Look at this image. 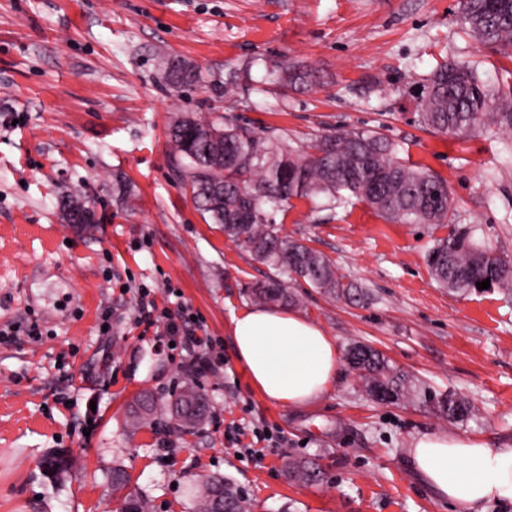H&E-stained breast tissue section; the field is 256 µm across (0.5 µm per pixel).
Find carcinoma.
Returning a JSON list of instances; mask_svg holds the SVG:
<instances>
[{
	"label": "carcinoma",
	"instance_id": "carcinoma-1",
	"mask_svg": "<svg viewBox=\"0 0 512 512\" xmlns=\"http://www.w3.org/2000/svg\"><path fill=\"white\" fill-rule=\"evenodd\" d=\"M461 22L480 45L512 50V0H462ZM268 76L275 84L294 88L315 81L312 72L295 66L274 65ZM200 79L193 66L179 59L171 61L168 80L174 88ZM418 121L442 133L461 134L483 125L511 134L512 98L492 107L484 86L469 67L443 60L422 85ZM168 139L174 151L172 166L189 184L204 219L220 225L231 240L273 269L248 288L249 297L260 305L299 304L289 286L294 277L332 298L365 297L354 283L343 282L329 259L281 236L275 215L287 212L293 199L321 197L330 210L363 203L391 223H448L451 198L447 181L426 167L400 160L395 144L375 130L329 132L298 149L283 137L257 131L235 118L220 124L185 115L169 126ZM63 214L70 224L96 223L89 201L78 194L67 196ZM427 265L433 279L453 294L476 293V283L486 279L492 290L512 288V264L490 258L467 226L455 224L448 236L436 239ZM345 360L368 395L381 391L391 404L409 399L413 380L378 350L353 343ZM423 400L454 422L469 418L472 411L468 398L451 391H427ZM206 411L207 400L198 393L189 399L173 398L164 415L167 423L177 428L200 422ZM134 416L158 420L154 399L140 398ZM44 464L52 478L60 480L70 471L72 460L62 453H50ZM287 467L293 480L315 481L310 476L318 468L315 462L290 459ZM216 497L228 512H251V504L239 488L219 477L199 485L196 512L214 508ZM121 512H150V503L129 493Z\"/></svg>",
	"mask_w": 512,
	"mask_h": 512
}]
</instances>
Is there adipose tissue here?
Segmentation results:
<instances>
[{
  "label": "adipose tissue",
  "instance_id": "ef3b65f1",
  "mask_svg": "<svg viewBox=\"0 0 512 512\" xmlns=\"http://www.w3.org/2000/svg\"><path fill=\"white\" fill-rule=\"evenodd\" d=\"M231 334L251 386L269 402L297 408L333 388L340 351L316 322L290 310L253 308L233 316ZM408 454L424 483L455 512H484L488 502H512V446L433 433L413 440Z\"/></svg>",
  "mask_w": 512,
  "mask_h": 512
}]
</instances>
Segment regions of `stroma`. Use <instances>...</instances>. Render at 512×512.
<instances>
[{
  "label": "stroma",
  "instance_id": "1",
  "mask_svg": "<svg viewBox=\"0 0 512 512\" xmlns=\"http://www.w3.org/2000/svg\"><path fill=\"white\" fill-rule=\"evenodd\" d=\"M461 0H0V330L39 321L42 334L0 341V512H116L124 468L151 512H194L204 476L232 479L252 512H452L409 464L414 437L446 432L512 445V296H460L432 279L426 256L450 224L512 260V137L418 124L417 90L438 61L468 65L493 99L512 92V56L480 46ZM200 70L175 90L170 58ZM314 70L317 86L281 92L272 64ZM238 72L240 83L225 92ZM233 115L291 144L334 130L376 129L399 157L448 182L449 224L390 223L369 206L299 199L277 223L330 259L364 302L297 281L296 310L339 349L382 352L418 387L471 398L454 423L422 400L381 404L341 367L330 393L288 409L252 388L231 320L268 269L207 223L170 165V122ZM123 179L121 203L112 185ZM81 191L97 221L70 224L60 199ZM187 305L224 355L196 378L209 414L193 430L133 425L145 393L166 405L188 378L185 353L137 328L140 293ZM110 311V331L101 314ZM258 445L261 457L239 455ZM240 445V446H241ZM73 472L50 482L47 451ZM321 466L291 481L288 457ZM128 490V491H129Z\"/></svg>",
  "mask_w": 512,
  "mask_h": 512
}]
</instances>
